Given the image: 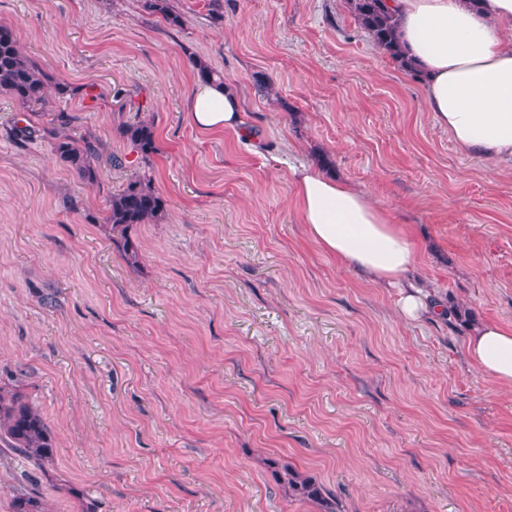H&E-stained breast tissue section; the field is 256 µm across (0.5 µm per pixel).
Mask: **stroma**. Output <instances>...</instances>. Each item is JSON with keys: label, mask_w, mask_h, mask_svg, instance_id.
<instances>
[{"label": "stroma", "mask_w": 512, "mask_h": 512, "mask_svg": "<svg viewBox=\"0 0 512 512\" xmlns=\"http://www.w3.org/2000/svg\"><path fill=\"white\" fill-rule=\"evenodd\" d=\"M0 0V25L122 166L101 189L13 132L0 95V385L55 441L45 468L0 452V512H318L276 474L314 476L343 512H512V385L466 356L475 324L512 325V165L466 155L418 79L346 0ZM201 61L234 85L247 134L186 105ZM90 94H82L84 86ZM152 117L165 217L129 267L102 221L138 172L119 123ZM408 224L422 281L471 321L403 320L309 238L293 165L319 164Z\"/></svg>", "instance_id": "obj_1"}]
</instances>
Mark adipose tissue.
Returning <instances> with one entry per match:
<instances>
[{"label":"adipose tissue","instance_id":"1","mask_svg":"<svg viewBox=\"0 0 512 512\" xmlns=\"http://www.w3.org/2000/svg\"><path fill=\"white\" fill-rule=\"evenodd\" d=\"M399 37L421 77L436 124L463 152L497 164L512 162V0H387ZM189 122L202 130L244 131L243 107L228 84L197 85ZM295 203L310 239L373 284L399 288L398 309L408 321L446 310L408 281L416 250L405 224L322 168L293 170ZM466 351L481 371L512 384V326L485 322Z\"/></svg>","mask_w":512,"mask_h":512}]
</instances>
